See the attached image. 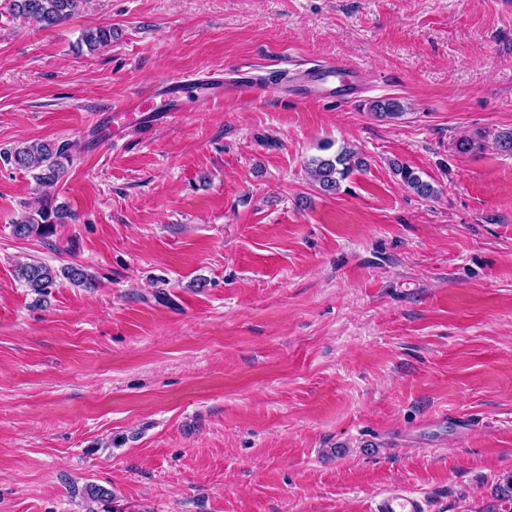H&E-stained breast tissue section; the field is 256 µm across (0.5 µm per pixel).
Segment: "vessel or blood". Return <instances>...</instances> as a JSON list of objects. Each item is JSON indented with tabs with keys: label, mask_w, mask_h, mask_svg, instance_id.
I'll list each match as a JSON object with an SVG mask.
<instances>
[{
	"label": "vessel or blood",
	"mask_w": 512,
	"mask_h": 512,
	"mask_svg": "<svg viewBox=\"0 0 512 512\" xmlns=\"http://www.w3.org/2000/svg\"><path fill=\"white\" fill-rule=\"evenodd\" d=\"M352 71V66L345 61L333 62L328 70L314 72L312 88L319 97H335L336 90L329 85V77ZM267 91V85L256 76L235 83L221 79L200 83L187 77H178L154 85L136 99L113 105L112 137L118 140L127 135L130 129L145 130L166 122L176 112L194 102H208L227 95L247 102H257L265 97ZM370 512H428V504L424 498L413 493L394 490L373 499Z\"/></svg>",
	"instance_id": "vessel-or-blood-1"
}]
</instances>
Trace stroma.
I'll return each mask as SVG.
<instances>
[{"mask_svg":"<svg viewBox=\"0 0 512 512\" xmlns=\"http://www.w3.org/2000/svg\"><path fill=\"white\" fill-rule=\"evenodd\" d=\"M333 59L353 103L308 96ZM191 74L270 87L106 136L112 105ZM388 97L401 117L368 111ZM509 129L512 0H88L49 29L0 0V512H369L395 489L504 512ZM25 141L76 146L45 237L14 233L46 193L5 157ZM326 144L367 161L334 194L305 170ZM31 259L95 285L36 294ZM81 41L87 47V50L94 52L101 47L112 43L111 24H102L85 30L81 35ZM393 173L399 177L400 183L411 190L421 199H433L438 196L440 190L423 178L411 167L401 162L392 163Z\"/></svg>","mask_w":512,"mask_h":512,"instance_id":"35a3bbf8","label":"stroma"}]
</instances>
